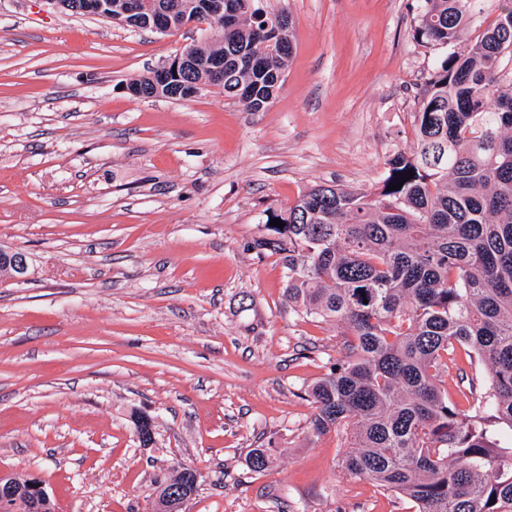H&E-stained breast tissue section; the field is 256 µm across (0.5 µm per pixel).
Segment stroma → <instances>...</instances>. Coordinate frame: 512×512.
Here are the masks:
<instances>
[{
    "mask_svg": "<svg viewBox=\"0 0 512 512\" xmlns=\"http://www.w3.org/2000/svg\"><path fill=\"white\" fill-rule=\"evenodd\" d=\"M411 0H261L294 51L272 106L210 88L136 99L128 84L204 40L0 0V472L37 475L56 512H151L188 468L185 512H414L344 474L313 436L307 386L334 322L298 315L265 210L321 183L372 190L416 146L414 95L437 51ZM152 422L142 444L132 417ZM255 448L276 463L247 468ZM1 258L7 259V275L13 278L16 282H21L27 273L28 263L27 256L22 252L0 249V263ZM177 484L180 485V488L184 489L179 496L183 495V498H189L197 491L198 481L195 483L193 479L189 480L184 472H177L175 475H172L156 486L153 492L154 501L155 499H158V502L162 505L169 504V501L166 500V491Z\"/></svg>",
    "mask_w": 512,
    "mask_h": 512,
    "instance_id": "obj_1",
    "label": "stroma"
}]
</instances>
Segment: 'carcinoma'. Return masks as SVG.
I'll return each mask as SVG.
<instances>
[{
  "mask_svg": "<svg viewBox=\"0 0 512 512\" xmlns=\"http://www.w3.org/2000/svg\"><path fill=\"white\" fill-rule=\"evenodd\" d=\"M481 2L416 0L413 40L442 55L418 93L415 150L388 156L371 192L308 188L267 212V236L254 242L280 256L295 312L342 328L329 372L305 389L311 433L345 436V474L415 512H512V0L464 43ZM233 6L224 46L196 53H224V97L262 112L284 82L293 34L282 53L286 12ZM460 350L490 370L461 391L464 410L443 381ZM272 463L268 448L247 459L252 471ZM177 484L185 498L197 491L180 471L154 498L168 504Z\"/></svg>",
  "mask_w": 512,
  "mask_h": 512,
  "instance_id": "cac0c4a2",
  "label": "carcinoma"
}]
</instances>
